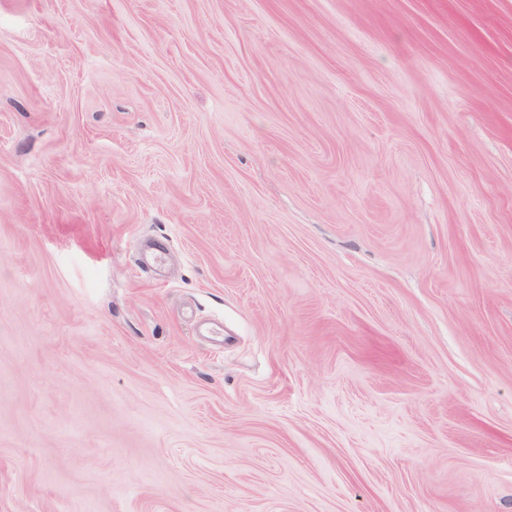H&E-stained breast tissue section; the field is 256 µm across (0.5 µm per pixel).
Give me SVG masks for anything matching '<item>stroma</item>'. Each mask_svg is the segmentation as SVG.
Returning <instances> with one entry per match:
<instances>
[{"label": "stroma", "instance_id": "obj_1", "mask_svg": "<svg viewBox=\"0 0 512 512\" xmlns=\"http://www.w3.org/2000/svg\"><path fill=\"white\" fill-rule=\"evenodd\" d=\"M0 512H512V0H0Z\"/></svg>", "mask_w": 512, "mask_h": 512}]
</instances>
